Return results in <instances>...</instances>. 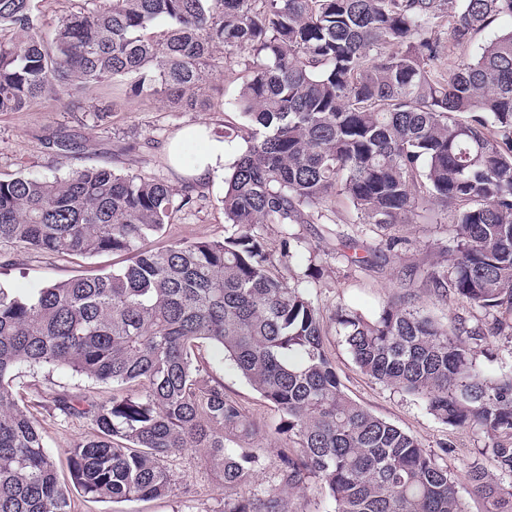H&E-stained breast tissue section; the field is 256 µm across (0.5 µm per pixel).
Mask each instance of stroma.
<instances>
[{"label": "stroma", "mask_w": 512, "mask_h": 512, "mask_svg": "<svg viewBox=\"0 0 512 512\" xmlns=\"http://www.w3.org/2000/svg\"><path fill=\"white\" fill-rule=\"evenodd\" d=\"M245 55H238L228 70L217 72L205 104L193 112H181L158 99L127 94L121 82H104L87 87L77 97L78 111L65 112L41 102L21 112L0 113V178L17 175L41 177L65 174L86 164L110 167L115 173H145L159 177L174 188H188L194 203L178 211L163 237H148L142 248L166 242H192L224 237V180L214 177L203 182L182 183L179 171L168 155L171 139L182 129L202 125L209 137L223 140L227 161H234L245 149L241 137L244 118L234 100L245 76ZM61 131L85 144V151L59 158L43 145L50 133ZM350 206L332 202L323 224L259 225L269 246L278 247L283 233L300 240V258L291 260L290 277L301 279L308 295L324 313L343 308L367 319L375 318L387 301L407 291L409 270H420L434 262L451 240V222L435 202L424 204L411 223L401 225L403 238L387 261L363 269L337 258L339 235L352 232ZM130 253L94 256H57L43 252H17L0 244V288L30 293L46 285L76 276L92 275L129 264ZM326 349L344 391L375 415L415 436L425 448L435 451L442 467L461 474L477 463L494 469L493 459L482 455L483 434L448 426L431 415L423 399L388 387L364 375L355 365L335 324L326 326ZM200 356L215 378L223 380L224 391L236 399L249 419L274 441L275 427L282 415L239 375L222 350L206 344ZM14 388L37 419L49 454L60 474H67V451L89 435L91 426L83 420L64 418L43 407L42 401L60 389L78 390L105 401L112 388L68 369L42 367L16 371ZM169 467L177 486L164 497L130 499L118 503L95 501L73 493L75 512H224L233 491L224 489L219 477L201 454L172 458Z\"/></svg>", "instance_id": "35a3bbf8"}]
</instances>
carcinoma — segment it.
<instances>
[{
    "mask_svg": "<svg viewBox=\"0 0 512 512\" xmlns=\"http://www.w3.org/2000/svg\"><path fill=\"white\" fill-rule=\"evenodd\" d=\"M41 29L33 0H0V112L42 100L67 108L90 84L136 74L126 91L183 112L218 71L216 49L248 53L236 105L246 149L225 177L231 233L142 249L192 197L167 182L98 166L63 176L0 178V242L55 255L129 252L131 262L26 297L0 288V512H73L70 488L102 502L171 493L164 462L200 451L224 488L250 486L268 449L198 357L219 347L282 414L279 485L317 481L331 512H466L459 482L485 512H512V363L482 369L489 337L512 340V29L466 49L512 0H85ZM450 31L448 46L432 37ZM459 51L448 72L443 50ZM67 158L84 143L61 133ZM334 198L351 224L382 232L385 251L425 200L450 209L453 246L422 275L485 324H443L388 302L374 320L336 311L363 374L424 399L453 427L484 435L498 474L474 463L458 478L413 435L344 392L324 341L323 310L288 282L299 238L275 252L261 224H320ZM351 263L359 240L340 243ZM67 368L112 385L97 401L55 392L50 407L90 421L60 480L37 420L11 389L20 366ZM225 512H288L276 492L240 495Z\"/></svg>",
    "mask_w": 512,
    "mask_h": 512,
    "instance_id": "carcinoma-1",
    "label": "carcinoma"
}]
</instances>
